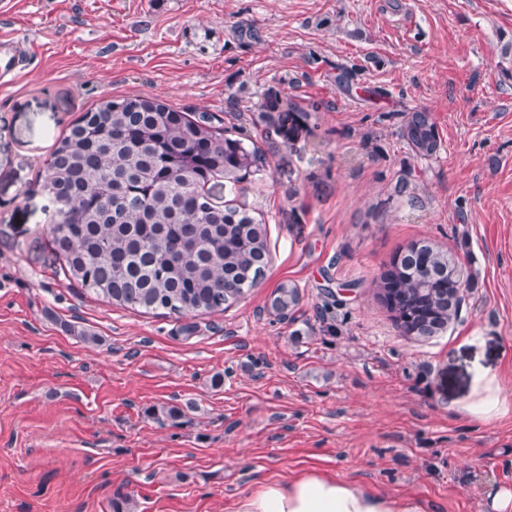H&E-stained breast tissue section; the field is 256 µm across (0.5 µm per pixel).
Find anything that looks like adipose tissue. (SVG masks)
Listing matches in <instances>:
<instances>
[{
  "label": "adipose tissue",
  "mask_w": 512,
  "mask_h": 512,
  "mask_svg": "<svg viewBox=\"0 0 512 512\" xmlns=\"http://www.w3.org/2000/svg\"><path fill=\"white\" fill-rule=\"evenodd\" d=\"M234 512H422L414 499L383 495L325 473L267 481L239 497Z\"/></svg>",
  "instance_id": "ef3b65f1"
}]
</instances>
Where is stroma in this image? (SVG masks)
<instances>
[{
	"label": "stroma",
	"mask_w": 512,
	"mask_h": 512,
	"mask_svg": "<svg viewBox=\"0 0 512 512\" xmlns=\"http://www.w3.org/2000/svg\"><path fill=\"white\" fill-rule=\"evenodd\" d=\"M0 37L28 55L0 83V512H232L301 471L423 512L512 489V0H0ZM136 95L266 155L232 200L264 219L270 263L224 312L134 311L64 276L46 162ZM272 100L308 129L278 133ZM415 109L436 158L402 136ZM425 239L468 286L417 340L375 284ZM480 373L508 397L486 422L462 410ZM403 135L418 157L430 158L440 151L438 132L426 111L413 110L405 115ZM300 300L298 287L295 284L283 283L277 288L272 301V308L280 315H287Z\"/></svg>",
	"instance_id": "stroma-1"
}]
</instances>
